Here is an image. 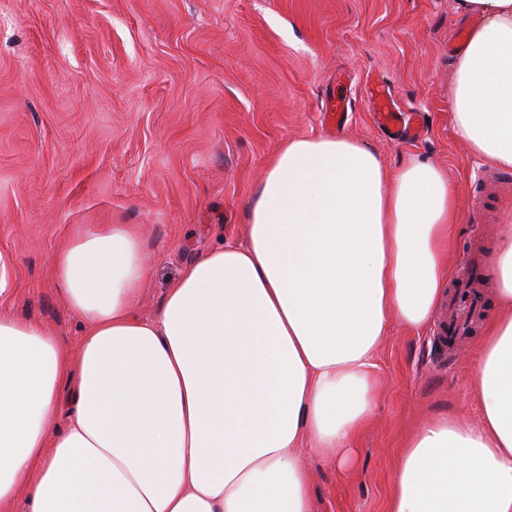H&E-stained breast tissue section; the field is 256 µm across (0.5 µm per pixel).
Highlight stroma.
<instances>
[{
    "label": "stroma",
    "mask_w": 512,
    "mask_h": 512,
    "mask_svg": "<svg viewBox=\"0 0 512 512\" xmlns=\"http://www.w3.org/2000/svg\"><path fill=\"white\" fill-rule=\"evenodd\" d=\"M456 0H0V316L40 323L68 343L80 328L55 280L65 241L91 224H130L148 275L138 312L157 313L199 253L243 237L269 159L294 138L368 145L389 170L439 165L461 220L449 286L488 260L512 218V171L453 130L448 100ZM380 82L420 115L417 138L372 117ZM347 119L326 127L335 97ZM438 306L421 330L392 321L352 467L313 462L317 512H385L395 458L426 417L477 416L469 387L482 324L455 346Z\"/></svg>",
    "instance_id": "obj_1"
}]
</instances>
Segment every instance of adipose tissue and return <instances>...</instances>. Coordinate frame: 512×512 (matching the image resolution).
Returning a JSON list of instances; mask_svg holds the SVG:
<instances>
[{
    "instance_id": "obj_1",
    "label": "adipose tissue",
    "mask_w": 512,
    "mask_h": 512,
    "mask_svg": "<svg viewBox=\"0 0 512 512\" xmlns=\"http://www.w3.org/2000/svg\"><path fill=\"white\" fill-rule=\"evenodd\" d=\"M476 19L454 61L455 134L512 170V0ZM456 195L434 164L395 173L349 139L288 141L242 239L188 262L159 312L126 224L75 232L56 281L74 351L0 316V512H313L312 459L348 463L392 319L420 328L446 285ZM496 310L470 391L476 420H424L386 512H512V225L491 258ZM74 403L56 425L57 401Z\"/></svg>"
}]
</instances>
